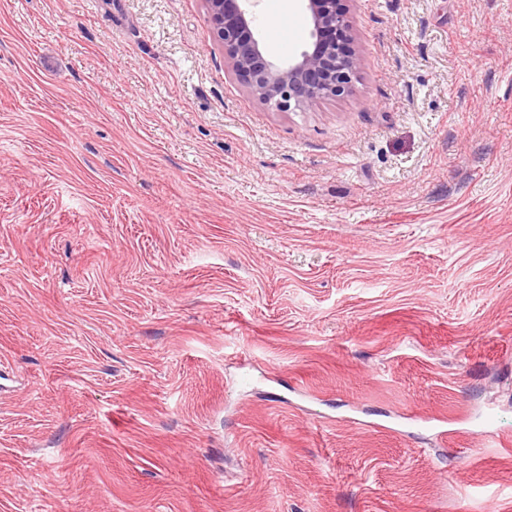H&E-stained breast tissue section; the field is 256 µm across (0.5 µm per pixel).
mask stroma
Instances as JSON below:
<instances>
[{"mask_svg": "<svg viewBox=\"0 0 512 512\" xmlns=\"http://www.w3.org/2000/svg\"><path fill=\"white\" fill-rule=\"evenodd\" d=\"M352 92L203 0H0V512H512V0H351ZM208 20L224 47L227 66L261 102L279 112L303 111L317 101L352 92L361 65L346 2L306 3L309 41L282 61L268 59L254 36V0H204Z\"/></svg>", "mask_w": 512, "mask_h": 512, "instance_id": "35a3bbf8", "label": "stroma"}]
</instances>
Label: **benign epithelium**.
<instances>
[{
	"instance_id": "benign-epithelium-1",
	"label": "benign epithelium",
	"mask_w": 512,
	"mask_h": 512,
	"mask_svg": "<svg viewBox=\"0 0 512 512\" xmlns=\"http://www.w3.org/2000/svg\"><path fill=\"white\" fill-rule=\"evenodd\" d=\"M208 20L224 47L227 66L261 102L279 112L304 111L317 101L352 92L361 65L348 0H303L309 41L282 61L268 59L254 36L252 0H204Z\"/></svg>"
}]
</instances>
